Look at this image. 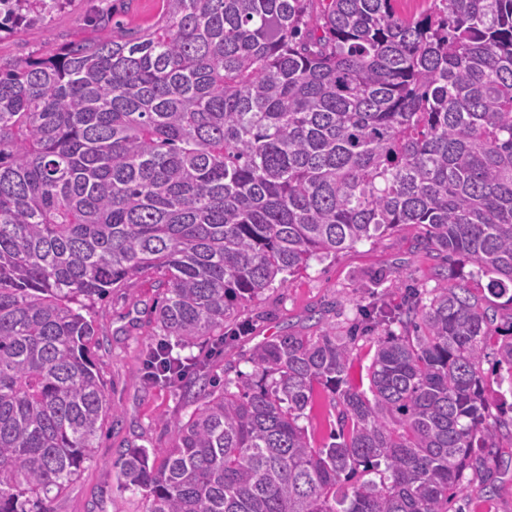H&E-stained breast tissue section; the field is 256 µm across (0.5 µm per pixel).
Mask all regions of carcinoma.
I'll list each match as a JSON object with an SVG mask.
<instances>
[{"instance_id":"obj_1","label":"carcinoma","mask_w":512,"mask_h":512,"mask_svg":"<svg viewBox=\"0 0 512 512\" xmlns=\"http://www.w3.org/2000/svg\"><path fill=\"white\" fill-rule=\"evenodd\" d=\"M396 2L164 0L147 28L0 65V512H53L95 448L90 313L112 289L153 276L161 335L196 344L406 226L442 270L387 316L369 392L346 372L370 308L276 336L199 389L160 461L121 455L124 486L146 512H450L512 442L482 371L495 354L512 392V0ZM60 4L0 0V26ZM147 367L197 380L167 346ZM317 384L340 427L322 448L298 424Z\"/></svg>"}]
</instances>
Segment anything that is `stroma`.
Returning a JSON list of instances; mask_svg holds the SVG:
<instances>
[{
  "instance_id": "35a3bbf8",
  "label": "stroma",
  "mask_w": 512,
  "mask_h": 512,
  "mask_svg": "<svg viewBox=\"0 0 512 512\" xmlns=\"http://www.w3.org/2000/svg\"><path fill=\"white\" fill-rule=\"evenodd\" d=\"M162 6V0H64L45 23L0 32V62L15 64L52 46L94 40L104 21L122 30L145 27ZM423 238V228L411 226L379 243L361 242L310 260L306 269L239 309L244 333L227 341L223 352L207 359L196 344L180 355L188 362L206 360L202 379L219 387L236 374L252 373L249 354L258 343L286 332H312L320 322L346 330L361 306L394 311L409 287L437 285L438 260L423 247ZM159 298L152 281L142 277L112 290L94 309L97 336L91 353L109 411L91 456L54 501V512H145L142 493L122 487L115 462L135 447L163 455L173 441L174 422L189 417L197 395L181 384L145 382V350L159 341L153 316ZM454 507L456 512H512V447L498 449L487 468L467 473Z\"/></svg>"
}]
</instances>
